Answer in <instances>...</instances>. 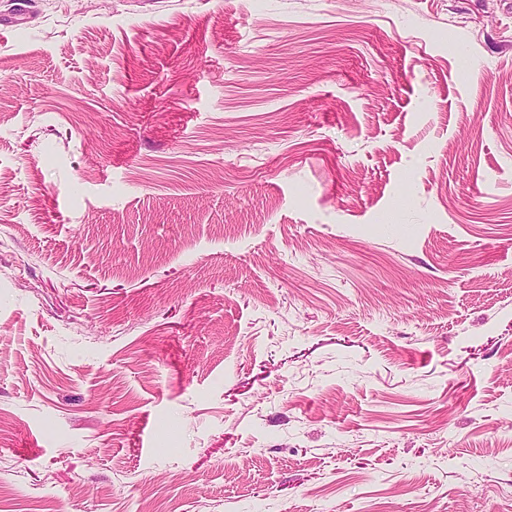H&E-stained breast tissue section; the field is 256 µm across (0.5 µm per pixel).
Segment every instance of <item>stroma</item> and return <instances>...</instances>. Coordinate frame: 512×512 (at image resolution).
I'll use <instances>...</instances> for the list:
<instances>
[{
  "mask_svg": "<svg viewBox=\"0 0 512 512\" xmlns=\"http://www.w3.org/2000/svg\"><path fill=\"white\" fill-rule=\"evenodd\" d=\"M0 512H512V0H0Z\"/></svg>",
  "mask_w": 512,
  "mask_h": 512,
  "instance_id": "obj_1",
  "label": "stroma"
}]
</instances>
